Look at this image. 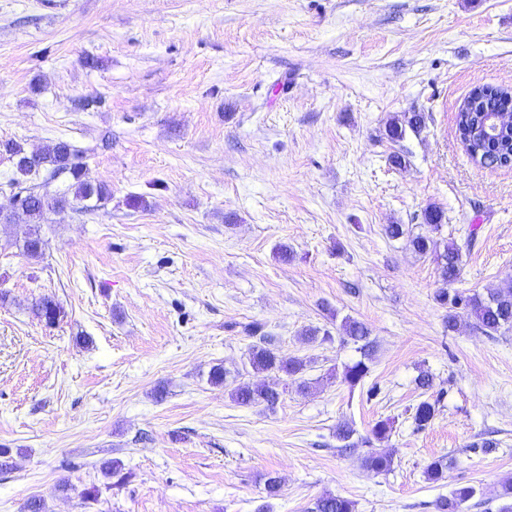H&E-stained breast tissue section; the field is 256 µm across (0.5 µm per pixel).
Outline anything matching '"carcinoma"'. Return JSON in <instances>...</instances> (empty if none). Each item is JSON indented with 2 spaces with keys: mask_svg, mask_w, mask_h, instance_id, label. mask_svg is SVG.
I'll list each match as a JSON object with an SVG mask.
<instances>
[{
  "mask_svg": "<svg viewBox=\"0 0 512 512\" xmlns=\"http://www.w3.org/2000/svg\"><path fill=\"white\" fill-rule=\"evenodd\" d=\"M512 108V98L504 96L500 86L482 85L474 87L467 96L466 105L457 114V132L465 151L472 162L482 169H498L512 163V127H502L500 132L484 134V121L490 113H499ZM423 112H403L394 116L385 127L386 137L393 141L403 140L407 132L417 133L425 125ZM0 156L8 159L19 178L8 182L15 197L23 207V213L33 224V230L24 239L23 253L30 259L43 256L46 241L42 238L39 225L51 223L50 214L67 208L79 214L94 211L89 201L101 202L112 197L108 185L90 179L83 151L69 142L58 140L39 149L27 151L13 140L0 141ZM446 220L445 211L430 205L423 212L424 224L430 234L413 236L403 224H389L386 235L399 239L409 237L414 251L425 255L437 252L438 239L435 235L442 231ZM443 280L449 287L436 294L437 302L448 308V329L456 328L461 317L475 320L476 325L486 333H497L512 328V279L498 288H489L480 293L470 289H459L452 284L460 278V247L454 241L444 244L443 252H438ZM33 313L48 325H53L61 316V307L50 298H42L33 305ZM342 342L352 343L360 353V358L343 366L344 381L355 387L367 377L369 362L374 353V341L370 339L368 327L358 321L347 320L342 325ZM250 333L259 337L249 353V365L253 371H281L289 376L302 373L305 363L300 359L284 361L267 346V336L257 323L250 327ZM231 396L241 405L263 403L274 408L280 393L268 386L240 383L233 388ZM441 396L428 397L419 401L412 415L416 429L427 427L438 412ZM363 467L375 474L388 473L393 469L392 457L378 449L370 448L362 458ZM448 469V462L442 458L431 461L425 468L426 479L440 482ZM476 489L461 486L453 489L446 497L435 503L436 512H460L463 504L474 498ZM311 512H354V503L344 497L323 495L313 503Z\"/></svg>",
  "mask_w": 512,
  "mask_h": 512,
  "instance_id": "1",
  "label": "carcinoma"
}]
</instances>
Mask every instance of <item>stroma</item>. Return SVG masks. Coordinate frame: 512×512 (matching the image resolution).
<instances>
[{
	"label": "stroma",
	"instance_id": "stroma-1",
	"mask_svg": "<svg viewBox=\"0 0 512 512\" xmlns=\"http://www.w3.org/2000/svg\"><path fill=\"white\" fill-rule=\"evenodd\" d=\"M480 84L512 87V0H0V141L66 140L112 189L94 213L42 225L37 260L20 251L26 216L0 224V512L35 498L43 512H308L326 494L354 512H435L459 486L476 490L463 512H498L512 330L465 317L448 331L436 254L385 234L425 232L438 205L460 287L512 278V167H476L455 132ZM401 112L427 121L395 143L384 130ZM43 297L55 324L31 311ZM349 318L377 345L353 388ZM252 323L305 361L308 392L252 371ZM216 365L226 384L210 382ZM422 370L443 398L419 430ZM239 381L279 403L236 404ZM375 447L392 471L362 467ZM438 457L448 472L432 483Z\"/></svg>",
	"mask_w": 512,
	"mask_h": 512
}]
</instances>
